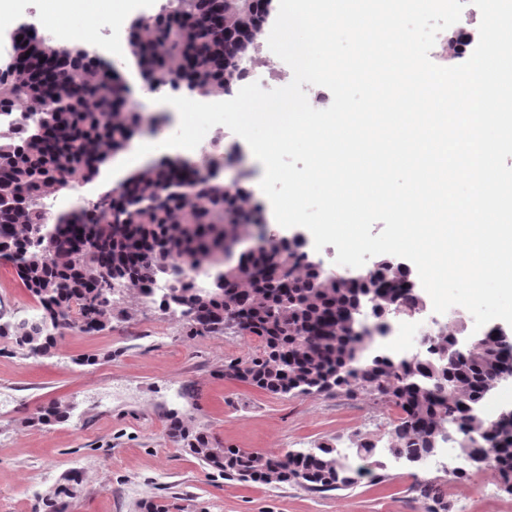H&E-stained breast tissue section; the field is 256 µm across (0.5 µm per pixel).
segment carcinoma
<instances>
[{
  "mask_svg": "<svg viewBox=\"0 0 512 512\" xmlns=\"http://www.w3.org/2000/svg\"><path fill=\"white\" fill-rule=\"evenodd\" d=\"M266 24L262 0H167L160 13L132 22L129 44L143 79L220 98L255 59ZM19 32L16 63L0 70V261L14 268L38 314L0 322V337L45 356L67 330L100 332L127 316L116 297H135L178 317L193 336L257 338L260 351L229 363L224 377L277 397L361 391L399 409L393 454L415 464L453 439L461 452L483 455L512 494V417L482 411L494 382L512 371V343L489 329L463 347L464 324L453 319L426 356L392 355L382 346L392 318L425 305L409 268L385 258L351 278L328 274L300 243L261 229L250 191L188 160L163 159L85 206L52 210L50 200L125 152L145 120L113 71ZM48 98L62 107L46 109ZM156 281L166 284L160 295ZM364 291L377 308L357 327L350 313ZM203 438L188 442L189 451L243 481L327 491L351 488L359 476L328 443L278 457ZM445 487L417 484L433 503L427 512H448Z\"/></svg>",
  "mask_w": 512,
  "mask_h": 512,
  "instance_id": "carcinoma-1",
  "label": "carcinoma"
}]
</instances>
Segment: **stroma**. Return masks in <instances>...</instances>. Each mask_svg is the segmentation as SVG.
Segmentation results:
<instances>
[{"mask_svg": "<svg viewBox=\"0 0 512 512\" xmlns=\"http://www.w3.org/2000/svg\"><path fill=\"white\" fill-rule=\"evenodd\" d=\"M88 30L93 51L107 54L111 14L76 12L66 34L79 40ZM190 157L227 184L248 171L246 188L260 194L264 168L229 128H211ZM265 217L272 234L301 237L327 271L351 276V268L336 264L334 246L315 250L307 229L282 227L270 211ZM122 305L126 317L98 333L66 331L47 356H23L0 338V391L11 397L0 408V499L11 501L12 512L58 505L65 512H145L152 501L167 512H426L416 480L443 477L445 467L461 464L452 442L418 467L396 462L384 451L395 411L363 393L278 398L226 379L225 366L256 352L257 339L192 336L153 305L132 297ZM35 306L14 269L0 263V318L27 316ZM88 355L95 365H80ZM52 403L68 416L43 423L40 412ZM175 416L222 448L272 455L327 442L346 451L359 435L377 448L348 490L244 483L171 442ZM459 486L469 512H512V495L493 470L470 469Z\"/></svg>", "mask_w": 512, "mask_h": 512, "instance_id": "obj_1", "label": "stroma"}]
</instances>
